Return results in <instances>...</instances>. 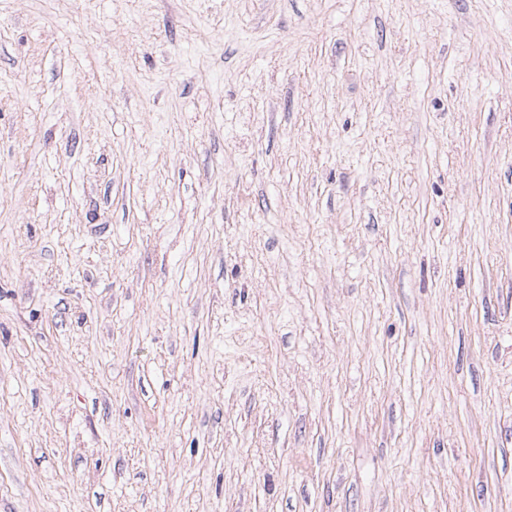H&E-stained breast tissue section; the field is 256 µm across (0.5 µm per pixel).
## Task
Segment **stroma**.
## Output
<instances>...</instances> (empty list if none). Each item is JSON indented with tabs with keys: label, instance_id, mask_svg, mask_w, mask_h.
Here are the masks:
<instances>
[{
	"label": "stroma",
	"instance_id": "obj_1",
	"mask_svg": "<svg viewBox=\"0 0 512 512\" xmlns=\"http://www.w3.org/2000/svg\"><path fill=\"white\" fill-rule=\"evenodd\" d=\"M0 512H512V0H0Z\"/></svg>",
	"mask_w": 512,
	"mask_h": 512
}]
</instances>
